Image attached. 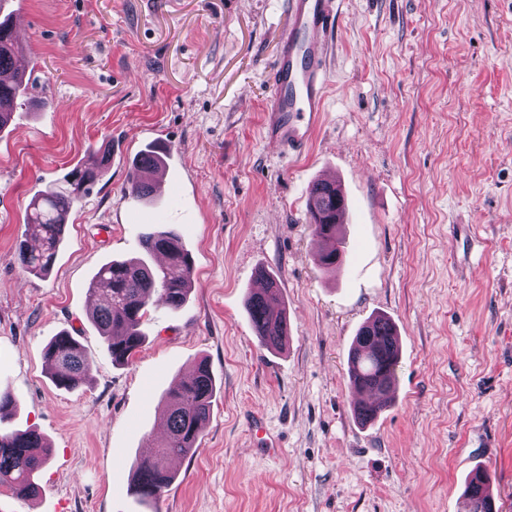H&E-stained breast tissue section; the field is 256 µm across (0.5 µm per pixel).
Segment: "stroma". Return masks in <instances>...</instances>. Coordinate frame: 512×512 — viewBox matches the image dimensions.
Instances as JSON below:
<instances>
[{
	"label": "stroma",
	"mask_w": 512,
	"mask_h": 512,
	"mask_svg": "<svg viewBox=\"0 0 512 512\" xmlns=\"http://www.w3.org/2000/svg\"><path fill=\"white\" fill-rule=\"evenodd\" d=\"M21 12L27 94L0 131V428L51 450L40 493L0 512H461L472 469L512 512V0H342L330 91L298 156L262 137L287 0H6ZM170 147L172 196L127 184L147 144ZM117 147L71 212L48 275L17 261L31 198ZM344 187L345 275L315 261L307 191ZM192 256L188 302L152 311L131 363L90 321L95 272L139 256L155 225ZM280 281L283 348L259 344L245 299ZM377 314L401 341L397 392L370 425L352 412L348 353ZM66 331L88 381L44 360ZM207 361L220 391L192 457L155 506L129 491L162 438L163 394ZM259 416L280 450L253 449ZM44 358L58 387L75 389L86 381L90 357L68 332L59 333L47 344Z\"/></svg>",
	"instance_id": "1"
}]
</instances>
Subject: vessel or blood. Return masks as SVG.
Masks as SVG:
<instances>
[{
	"label": "vessel or blood",
	"mask_w": 512,
	"mask_h": 512,
	"mask_svg": "<svg viewBox=\"0 0 512 512\" xmlns=\"http://www.w3.org/2000/svg\"><path fill=\"white\" fill-rule=\"evenodd\" d=\"M337 0H290L288 32L270 71L265 141L303 152L320 125L327 98L325 38L336 20Z\"/></svg>",
	"instance_id": "b4317fda"
}]
</instances>
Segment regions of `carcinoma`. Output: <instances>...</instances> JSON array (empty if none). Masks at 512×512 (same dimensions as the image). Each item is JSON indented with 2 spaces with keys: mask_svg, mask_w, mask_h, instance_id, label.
<instances>
[{
  "mask_svg": "<svg viewBox=\"0 0 512 512\" xmlns=\"http://www.w3.org/2000/svg\"><path fill=\"white\" fill-rule=\"evenodd\" d=\"M21 49L8 20L0 21V129L8 122L4 114L12 113L26 86L23 76L6 78L12 57ZM111 158L100 148L89 150L86 162L73 167L54 185L31 200L27 214V233L17 249L19 263L30 273H48L63 239L66 218L78 197L68 190L72 176L80 178V193L87 194L98 182ZM163 157L151 145L132 159L128 174L130 192L139 197L151 195L150 187L141 182L140 169L159 167ZM338 186L315 182L309 189L308 207L318 238V265L336 269L342 261L344 241L336 237V221L344 207ZM144 256L127 261L103 264L94 274L89 291L95 298L92 321L107 351L116 364H127L145 341L142 325L152 309L180 310L191 290L193 265L188 250L180 245L179 235L162 225L152 228L140 241ZM270 287L263 293H250L246 310L260 344L279 348L288 338V319L282 302L280 282L264 271ZM401 352L395 324L386 316L368 319L357 331L349 349V383L389 394L395 398L396 368ZM45 363L55 384L75 389L86 381L90 357L80 343L64 331L46 346ZM218 388L209 364L202 360L194 374L180 381L164 395L167 436L151 457L136 464L132 487L138 499L148 505L157 503L177 478L168 462L186 459L196 452L199 438L210 420L213 399ZM354 404L356 417L368 422L386 408ZM49 459V448L34 430L0 432V489L16 499L25 500L39 490L38 475ZM465 512H493L487 501L486 488L469 484L463 494Z\"/></svg>",
  "mask_w": 512,
  "mask_h": 512,
  "instance_id": "carcinoma-1",
  "label": "carcinoma"
}]
</instances>
